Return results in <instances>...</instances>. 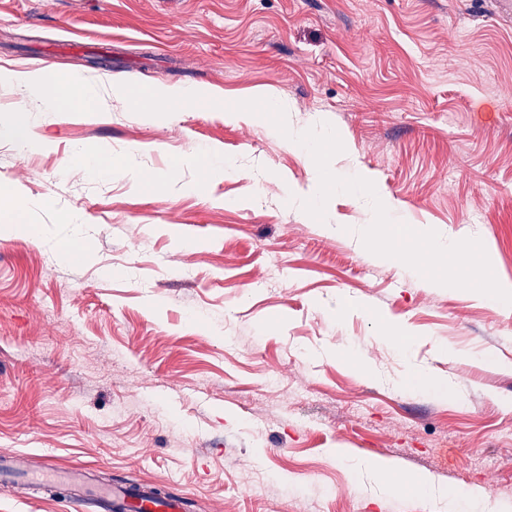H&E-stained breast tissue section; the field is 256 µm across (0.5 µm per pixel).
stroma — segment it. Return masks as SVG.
Here are the masks:
<instances>
[{"label":"stroma","instance_id":"stroma-1","mask_svg":"<svg viewBox=\"0 0 512 512\" xmlns=\"http://www.w3.org/2000/svg\"><path fill=\"white\" fill-rule=\"evenodd\" d=\"M38 69L224 105L274 89L294 126H334L336 175L373 181L397 222L480 239L512 282V17L495 0H0V117L22 111L41 140L0 137V192L44 235L0 241V455L175 489L186 512H448L470 488L512 512V309L357 246L356 195L307 215L289 195L310 161L267 119L149 117L110 93L50 112L15 82ZM79 148L124 165L87 171ZM63 239L89 260L61 258ZM388 320L403 344L379 340ZM416 367L432 382L407 384ZM366 456L440 491L380 495L352 467ZM69 496L0 484V512Z\"/></svg>","mask_w":512,"mask_h":512}]
</instances>
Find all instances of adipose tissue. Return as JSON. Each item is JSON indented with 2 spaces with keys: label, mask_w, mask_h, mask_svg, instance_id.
<instances>
[{
  "label": "adipose tissue",
  "mask_w": 512,
  "mask_h": 512,
  "mask_svg": "<svg viewBox=\"0 0 512 512\" xmlns=\"http://www.w3.org/2000/svg\"><path fill=\"white\" fill-rule=\"evenodd\" d=\"M19 80L26 93L41 98L45 108L50 111L66 108L87 111L98 102L99 89L95 85L66 79L48 70L25 73L20 75ZM360 467L373 474L382 491L390 496L403 488L422 493L435 488L432 477L403 473L388 459L367 457L361 460Z\"/></svg>",
  "instance_id": "1"
}]
</instances>
